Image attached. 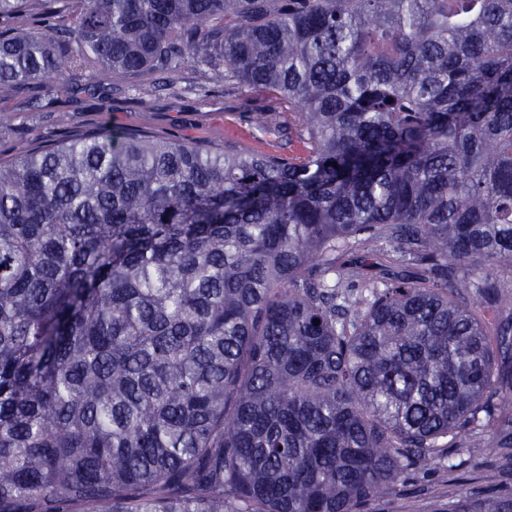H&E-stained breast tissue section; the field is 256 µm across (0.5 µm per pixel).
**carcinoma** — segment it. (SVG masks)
I'll return each mask as SVG.
<instances>
[{
	"label": "carcinoma",
	"instance_id": "carcinoma-1",
	"mask_svg": "<svg viewBox=\"0 0 512 512\" xmlns=\"http://www.w3.org/2000/svg\"><path fill=\"white\" fill-rule=\"evenodd\" d=\"M188 64L303 151L17 142L0 512H363L512 456V0H0V99Z\"/></svg>",
	"mask_w": 512,
	"mask_h": 512
}]
</instances>
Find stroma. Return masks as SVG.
I'll use <instances>...</instances> for the list:
<instances>
[{
    "instance_id": "obj_1",
    "label": "stroma",
    "mask_w": 512,
    "mask_h": 512,
    "mask_svg": "<svg viewBox=\"0 0 512 512\" xmlns=\"http://www.w3.org/2000/svg\"><path fill=\"white\" fill-rule=\"evenodd\" d=\"M179 94L143 88L113 90L111 78L76 94H61L49 111H33L34 93L28 92L0 102V122L11 128L0 138V160L9 161L13 144L20 138L51 135L60 139L74 132L102 126L128 128L148 126L164 138H192L202 143L224 138L245 150L298 153L301 144L288 130V106L261 93H243L225 86L223 79L204 76L186 67L177 79ZM275 108L279 126L269 132L253 130L250 111ZM456 460L467 468L448 471L439 467L430 473H415L395 484L382 498L369 504V512H428L431 499L455 500L462 490L492 487L512 490V460L487 448H456Z\"/></svg>"
}]
</instances>
